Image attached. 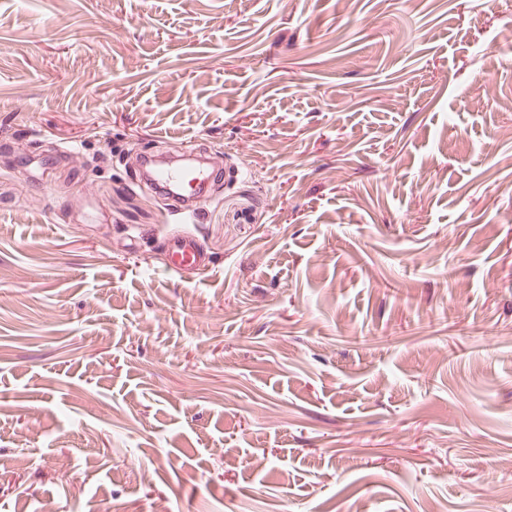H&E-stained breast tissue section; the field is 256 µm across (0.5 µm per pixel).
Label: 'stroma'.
Segmentation results:
<instances>
[{
  "mask_svg": "<svg viewBox=\"0 0 512 512\" xmlns=\"http://www.w3.org/2000/svg\"><path fill=\"white\" fill-rule=\"evenodd\" d=\"M507 29L0 0V512H512ZM190 147L186 216L137 158ZM167 270L180 274L184 270L200 265L204 257L199 250L196 237L185 231H178L167 239Z\"/></svg>",
  "mask_w": 512,
  "mask_h": 512,
  "instance_id": "1",
  "label": "stroma"
}]
</instances>
